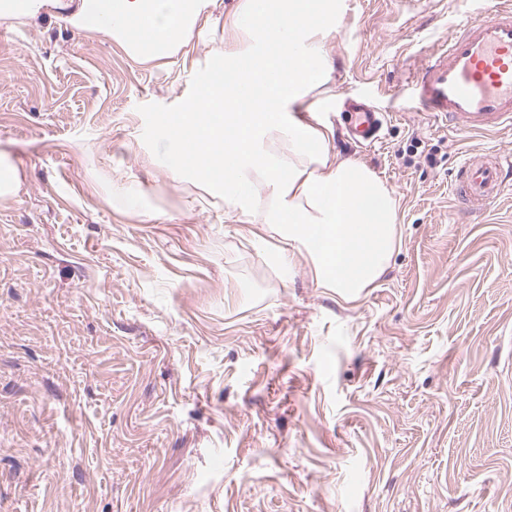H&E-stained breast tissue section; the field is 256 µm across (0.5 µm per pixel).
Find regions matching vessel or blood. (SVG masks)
I'll use <instances>...</instances> for the list:
<instances>
[{"label":"vessel or blood","instance_id":"obj_1","mask_svg":"<svg viewBox=\"0 0 512 512\" xmlns=\"http://www.w3.org/2000/svg\"><path fill=\"white\" fill-rule=\"evenodd\" d=\"M476 16L435 50L412 80V105L468 132L512 126V0H478ZM385 116L366 100L352 102L345 130L363 147L374 146ZM512 189V156L489 153L463 161L452 192L472 212Z\"/></svg>","mask_w":512,"mask_h":512}]
</instances>
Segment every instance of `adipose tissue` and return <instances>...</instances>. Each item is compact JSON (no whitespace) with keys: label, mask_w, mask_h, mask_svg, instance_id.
Listing matches in <instances>:
<instances>
[{"label":"adipose tissue","mask_w":512,"mask_h":512,"mask_svg":"<svg viewBox=\"0 0 512 512\" xmlns=\"http://www.w3.org/2000/svg\"><path fill=\"white\" fill-rule=\"evenodd\" d=\"M213 0H0V19H33L68 6V22L104 34L136 62L176 56L208 26ZM341 0H237L224 16L222 66L163 126L167 167L220 183L224 204L249 211L304 247L319 287L348 300L383 274L398 223L393 189L333 150L322 122L333 70L329 40Z\"/></svg>","instance_id":"1"}]
</instances>
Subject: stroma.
I'll list each match as a JSON object with an SVG mask.
<instances>
[{
	"label": "stroma",
	"mask_w": 512,
	"mask_h": 512,
	"mask_svg": "<svg viewBox=\"0 0 512 512\" xmlns=\"http://www.w3.org/2000/svg\"><path fill=\"white\" fill-rule=\"evenodd\" d=\"M333 144L394 190L373 287L165 166L224 28L146 66L45 15L0 19V512H512V194L458 211L460 162L512 154L407 101L465 0H346ZM386 121L361 148L347 99ZM19 188L20 180L16 168L6 157L0 155V199L12 198Z\"/></svg>",
	"instance_id": "stroma-1"
}]
</instances>
